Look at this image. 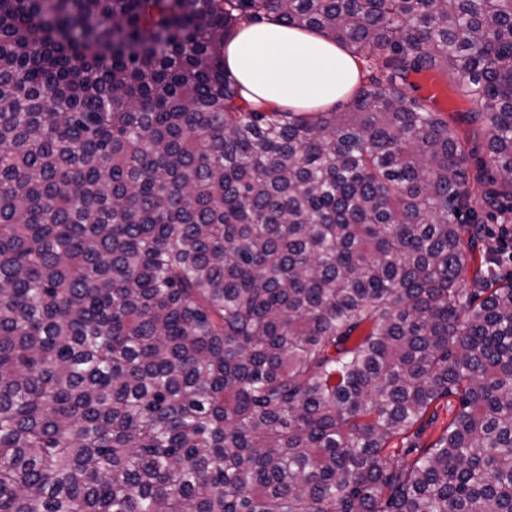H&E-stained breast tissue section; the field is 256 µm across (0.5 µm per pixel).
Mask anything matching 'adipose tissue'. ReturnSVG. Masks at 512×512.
<instances>
[{
  "instance_id": "1",
  "label": "adipose tissue",
  "mask_w": 512,
  "mask_h": 512,
  "mask_svg": "<svg viewBox=\"0 0 512 512\" xmlns=\"http://www.w3.org/2000/svg\"><path fill=\"white\" fill-rule=\"evenodd\" d=\"M224 64L248 99L298 112L331 110L360 81L358 63L335 42L275 16L241 24L224 44Z\"/></svg>"
}]
</instances>
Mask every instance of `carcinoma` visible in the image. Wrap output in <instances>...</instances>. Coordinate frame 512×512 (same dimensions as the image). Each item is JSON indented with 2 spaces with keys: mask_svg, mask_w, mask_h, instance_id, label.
<instances>
[{
  "mask_svg": "<svg viewBox=\"0 0 512 512\" xmlns=\"http://www.w3.org/2000/svg\"><path fill=\"white\" fill-rule=\"evenodd\" d=\"M272 14L378 73L249 101ZM509 202L512 0H0V512H512ZM408 82L411 85H406V92L410 97L422 101L431 111L441 113L448 121L469 153V169L475 172L481 161L488 160L489 151L484 134L475 131L474 126L465 119V113L472 108L469 97L445 70L439 68L412 73ZM505 216H507L509 218V223H508L509 226L505 225V227L502 229L500 237H499V234H500L501 224H505V222L503 220V216H502V218L500 217L497 221L496 220L495 221H485L486 225H488V227L491 231L490 239H487V242L492 246V249L495 251L494 252L495 258H497V260H498L496 272L501 275H508L512 271V260H511V257L508 256V253H507L508 252L507 250L509 249V245H510V247H511L510 254L512 255V232L509 230L510 225L512 226V221L510 220V218L512 217V214L510 212H508V213H506ZM498 239H499V245H498ZM497 245H498L499 251L507 253V254L499 253L497 251ZM434 415V416H433ZM453 414L448 398L435 403L418 424L407 432L405 436L393 438L389 444L390 454L400 452L410 443H418L424 448L433 443L446 429ZM418 430V435L416 431Z\"/></svg>",
  "mask_w": 512,
  "mask_h": 512,
  "instance_id": "carcinoma-1",
  "label": "carcinoma"
}]
</instances>
